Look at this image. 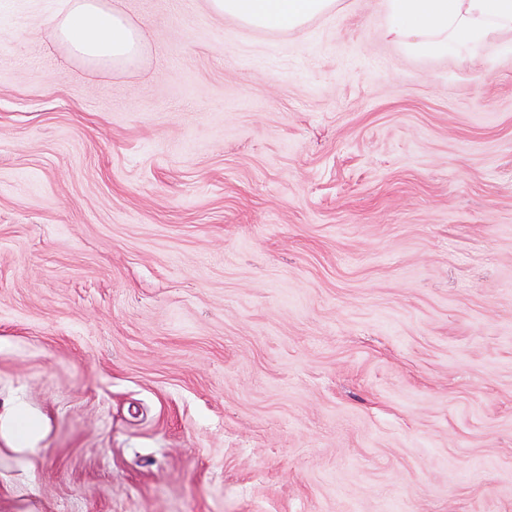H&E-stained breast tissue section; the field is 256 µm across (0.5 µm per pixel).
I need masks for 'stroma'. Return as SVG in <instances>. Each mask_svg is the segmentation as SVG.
I'll use <instances>...</instances> for the list:
<instances>
[{"instance_id": "1", "label": "stroma", "mask_w": 512, "mask_h": 512, "mask_svg": "<svg viewBox=\"0 0 512 512\" xmlns=\"http://www.w3.org/2000/svg\"><path fill=\"white\" fill-rule=\"evenodd\" d=\"M112 2L0 0V512H512V32ZM106 0H69L66 11L49 19L42 34L69 57L105 69H120L141 53L143 34Z\"/></svg>"}]
</instances>
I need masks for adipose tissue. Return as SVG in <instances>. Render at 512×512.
<instances>
[{
  "label": "adipose tissue",
  "instance_id": "obj_1",
  "mask_svg": "<svg viewBox=\"0 0 512 512\" xmlns=\"http://www.w3.org/2000/svg\"><path fill=\"white\" fill-rule=\"evenodd\" d=\"M216 18L265 30H302L331 13L336 0H207ZM386 35L417 55H445L479 48L497 32L512 31V0H385ZM44 36L69 57L105 69H120L141 53L143 34L106 0H68L49 19Z\"/></svg>",
  "mask_w": 512,
  "mask_h": 512
}]
</instances>
